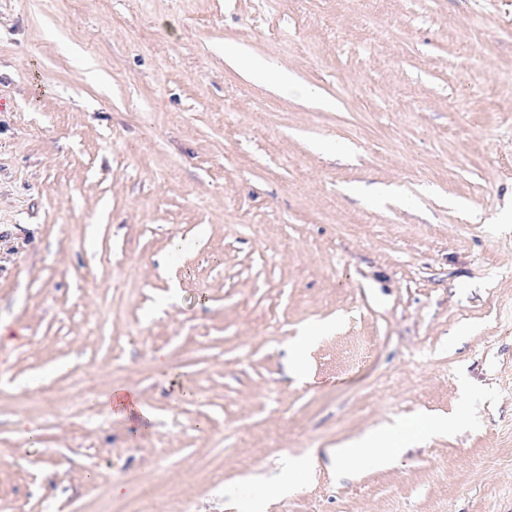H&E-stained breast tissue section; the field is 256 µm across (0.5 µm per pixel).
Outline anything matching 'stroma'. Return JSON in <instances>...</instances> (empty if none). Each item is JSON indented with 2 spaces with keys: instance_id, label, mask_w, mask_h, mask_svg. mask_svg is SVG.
<instances>
[{
  "instance_id": "obj_1",
  "label": "stroma",
  "mask_w": 512,
  "mask_h": 512,
  "mask_svg": "<svg viewBox=\"0 0 512 512\" xmlns=\"http://www.w3.org/2000/svg\"><path fill=\"white\" fill-rule=\"evenodd\" d=\"M0 98V512H512V0H0ZM224 56L236 61L241 68L247 71H257L266 82L272 84L284 94L295 93L305 100L322 102L327 107H331L332 105V102L323 101L314 87L297 84L293 80L292 74L288 73L285 69L278 67H263L260 65L258 60H253L251 58L242 59L227 48H224ZM439 428L434 423L411 426L407 423L387 424L363 435L329 448L327 453L334 462L354 460L374 466L390 463L411 441Z\"/></svg>"
}]
</instances>
